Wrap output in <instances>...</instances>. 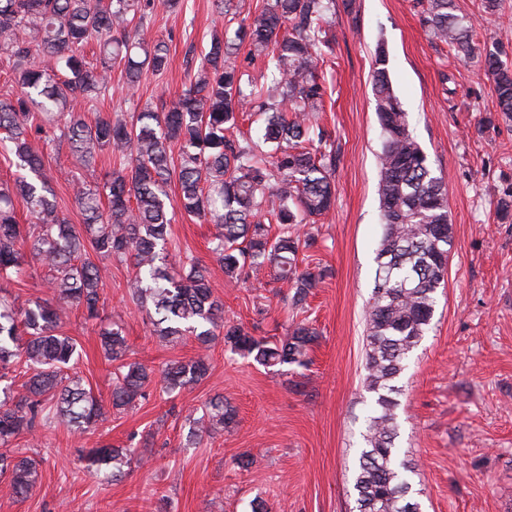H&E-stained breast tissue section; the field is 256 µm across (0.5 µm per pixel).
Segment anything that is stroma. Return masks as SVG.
Here are the masks:
<instances>
[{
    "label": "stroma",
    "instance_id": "1",
    "mask_svg": "<svg viewBox=\"0 0 512 512\" xmlns=\"http://www.w3.org/2000/svg\"><path fill=\"white\" fill-rule=\"evenodd\" d=\"M455 3L473 21L477 43L512 40V0H502L492 15L482 0ZM139 28L147 40L168 42L167 71L144 74L130 91L113 70L105 95L82 108L85 122L126 119L145 107L162 111L188 87L212 33L236 25L224 21L213 0H177L171 8L154 4ZM327 40L319 123L336 149V191L330 212L307 227L317 240L310 265L324 276L305 310L285 304L290 288L270 270L226 280L209 251L215 225L180 214L171 226L180 254L210 268L225 321L255 336H285L301 320L317 329L309 367L268 370L220 343L210 351L204 380L173 394L152 383L145 400L119 414L107 405L113 368L101 352L100 326L73 312L64 330L82 348L75 370L105 402L104 416L91 433L54 423L36 437L15 439L12 451L39 461L41 481L20 499L0 477V512H251L256 499L266 512H355L352 477L371 404L363 314L381 232L380 126L371 91L380 45L414 133L445 180L453 227L446 286L399 380L396 446L416 465L413 486L424 512H512V221L495 213L497 199L512 192V120L497 112L480 61L461 60L432 39L414 0H336ZM33 146L59 212L81 224L77 193L91 177L111 174L110 155L101 153L90 172L67 144ZM130 276L127 265L109 263L100 294L122 324L133 360L158 370L194 356V337L154 334L127 293ZM217 395L236 407V423L188 446V415H200ZM102 444L133 456L110 483L90 474L82 459ZM145 447L152 457L142 462ZM245 455L253 460L246 469Z\"/></svg>",
    "mask_w": 512,
    "mask_h": 512
}]
</instances>
